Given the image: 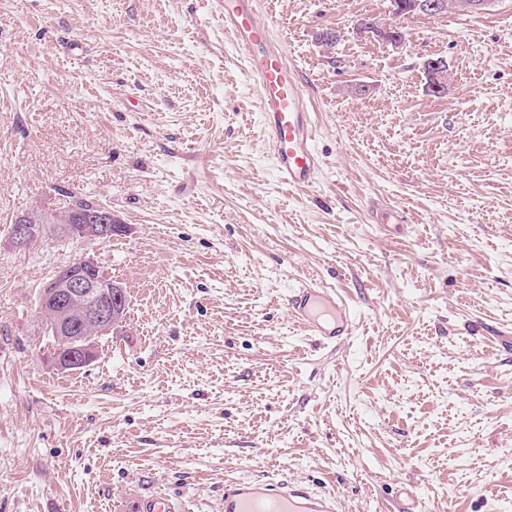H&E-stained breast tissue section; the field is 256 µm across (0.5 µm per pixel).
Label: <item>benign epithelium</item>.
<instances>
[{
  "instance_id": "obj_1",
  "label": "benign epithelium",
  "mask_w": 512,
  "mask_h": 512,
  "mask_svg": "<svg viewBox=\"0 0 512 512\" xmlns=\"http://www.w3.org/2000/svg\"><path fill=\"white\" fill-rule=\"evenodd\" d=\"M493 2L495 0H395L388 17L377 16L368 25L357 24V29L364 32L369 27L373 28L379 36L400 47L405 38L399 36L394 21L398 14H437L448 9L480 14ZM427 74L435 92L448 83V68L441 58L427 60ZM44 214L53 218V223L68 241L106 242L123 228L116 223L112 209L102 205L42 210L35 218L14 222L11 244L25 247L36 241L46 228L42 222ZM98 271L99 265L94 259L81 256L66 271L60 273L55 270L49 274L40 287L38 311L45 333L69 342L67 355L51 353L52 365L61 373L76 372L90 366L98 353L97 336L100 332H114L127 322L124 288L115 281L100 277Z\"/></svg>"
}]
</instances>
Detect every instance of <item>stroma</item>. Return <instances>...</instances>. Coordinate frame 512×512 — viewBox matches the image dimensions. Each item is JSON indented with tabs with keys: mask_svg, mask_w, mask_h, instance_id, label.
<instances>
[{
	"mask_svg": "<svg viewBox=\"0 0 512 512\" xmlns=\"http://www.w3.org/2000/svg\"><path fill=\"white\" fill-rule=\"evenodd\" d=\"M257 2L314 114L307 189L215 0H0V512H216L225 478L273 475L339 512H402L405 486L512 512V0L408 17L400 48L357 28L387 0ZM67 193L124 231L11 245ZM82 255L128 321L61 374L38 289ZM308 278L350 302L345 344L289 317ZM139 512H183L179 501L172 497H159L156 495L143 496L138 501Z\"/></svg>",
	"mask_w": 512,
	"mask_h": 512,
	"instance_id": "35a3bbf8",
	"label": "stroma"
}]
</instances>
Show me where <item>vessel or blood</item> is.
<instances>
[{
  "mask_svg": "<svg viewBox=\"0 0 512 512\" xmlns=\"http://www.w3.org/2000/svg\"><path fill=\"white\" fill-rule=\"evenodd\" d=\"M224 29L244 53L262 103V121L272 147L276 170L294 188L313 185L321 166L315 148L316 126L302 86L275 43L270 27L255 9L256 0H220ZM288 313L309 336L332 342L353 335L355 318L335 289L309 281L288 297ZM335 497L314 493L298 481L228 479L219 512H337ZM138 512H183L178 500L147 495Z\"/></svg>",
  "mask_w": 512,
  "mask_h": 512,
  "instance_id": "1",
  "label": "vessel or blood"
}]
</instances>
